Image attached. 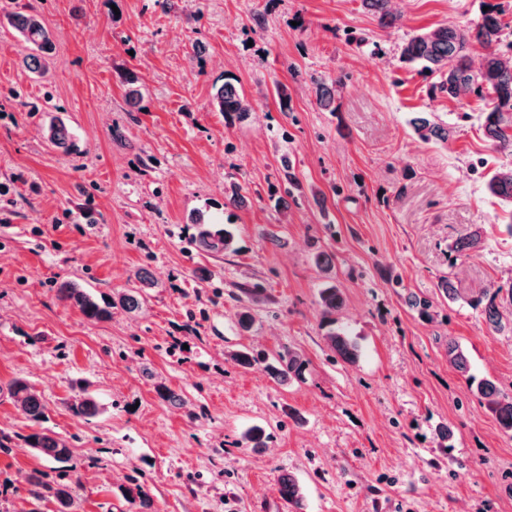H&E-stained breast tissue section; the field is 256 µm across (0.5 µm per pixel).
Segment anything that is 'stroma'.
I'll list each match as a JSON object with an SVG mask.
<instances>
[{
  "label": "stroma",
  "instance_id": "35a3bbf8",
  "mask_svg": "<svg viewBox=\"0 0 512 512\" xmlns=\"http://www.w3.org/2000/svg\"><path fill=\"white\" fill-rule=\"evenodd\" d=\"M393 8L385 27L361 0H0V435L12 439L0 452V512H56L28 492V474L48 464L23 441L17 377L72 450L78 512H136L124 498L135 479L154 512H288L284 473L305 512H512V436L446 355L456 338L472 375L512 398V335L490 333L469 304L493 294L512 312V206L487 189L512 155L486 144L478 93L448 98L402 59L413 34L472 27L488 10L511 54L512 0ZM30 9L54 38L41 75L23 68L28 47L8 22ZM228 75L250 107L229 123L211 106ZM320 81L333 85L335 111L318 106ZM415 112L453 126V138L419 139ZM53 116L80 154L48 143ZM116 125L125 140H113ZM233 184L248 203L227 211ZM198 212L233 226L237 252L192 247ZM475 229L481 250L454 252ZM318 250L334 258L336 317L362 348L354 364L324 340ZM145 264L156 286L136 314L117 307L91 322L55 290L72 280L109 299ZM198 268L213 279L196 280ZM445 279L459 301L440 293ZM250 282L264 294L244 332L233 294ZM412 294L433 301L432 318L409 308ZM243 347L299 350L304 380L280 385L235 365L227 353ZM78 380L97 416L69 410ZM161 381L185 406L158 397ZM254 425L265 447L243 441ZM279 492L290 512H302L304 509V494L298 480L291 474L279 477Z\"/></svg>",
  "mask_w": 512,
  "mask_h": 512
}]
</instances>
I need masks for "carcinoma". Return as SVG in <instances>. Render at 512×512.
<instances>
[{"instance_id": "1", "label": "carcinoma", "mask_w": 512, "mask_h": 512, "mask_svg": "<svg viewBox=\"0 0 512 512\" xmlns=\"http://www.w3.org/2000/svg\"><path fill=\"white\" fill-rule=\"evenodd\" d=\"M391 2L392 0H362V6L373 13L380 24L387 26L396 18L390 8ZM9 22L30 49V53L23 57L24 67L32 73L43 74L54 46L52 33L43 18L31 10L12 14ZM499 43V21L488 13L473 28L445 24L413 35L403 49V58L408 63L421 65L424 72L436 76L434 89L448 94L450 98L456 99L471 91L486 90L491 107L483 113L484 136L492 149L512 155V57H506L500 52ZM473 45L480 46L482 50L480 66L477 68L473 67L469 56V49ZM316 92L319 106L330 112L335 111V89L324 82H318ZM212 106L216 111L224 113L226 119L242 120L249 113L242 90L230 78L224 79V83L217 88ZM410 125L424 142L445 143L453 135V128L436 122L429 112L415 113L410 119ZM46 137L54 148L65 155L78 151L74 136L58 118L49 121ZM488 189L494 196L512 204V167L496 172L488 181ZM192 223L196 225L197 231L191 238V245L197 251L212 256L236 251V240L229 229L205 221L200 214L192 218ZM481 248L482 237L477 230L465 234L455 243V251L458 253H476ZM312 262L324 280L323 288L318 293L320 306L325 315H332L344 304L342 292L335 283L333 258L324 251H318L313 254ZM134 279L136 286L125 289L116 301H101L88 289L69 281L58 285L57 294L76 306L87 320L95 322L111 317L112 308L117 305L128 313L142 308L146 289L155 287L156 283L145 267L137 268ZM238 291L237 300L245 303L239 314L238 324L247 330L253 323L247 302L256 300L264 288L255 283L240 287ZM470 304L481 309L492 332L512 334V318L503 317L496 296L473 299ZM325 339L329 349L344 361L352 364L358 361V345L343 329L329 330ZM447 355L448 364L467 377V380H472L468 376L469 360L460 343L452 337L448 338ZM230 359L235 365L246 369L262 363L265 371L282 384L301 380L308 365L304 356L290 347L278 353L272 363L265 362V359L253 355L246 348L232 352ZM9 391L15 404L29 420L41 423L46 419L47 405L27 380L14 379L9 385ZM476 392L486 408L496 417L501 430L512 434V399L502 398L499 388L491 380L478 382ZM68 407L74 414L81 416L92 417L100 413L97 401L83 390L75 393ZM24 442L38 458L52 464L51 472L57 473V476L52 477L50 472L33 470L27 479L32 498L37 502L53 500L57 505V512H75V488L72 481L65 479L62 474L71 457L68 443L43 427L25 436ZM278 484L281 498L287 504L289 512H303L304 494L298 480L291 474H283L279 477Z\"/></svg>"}]
</instances>
